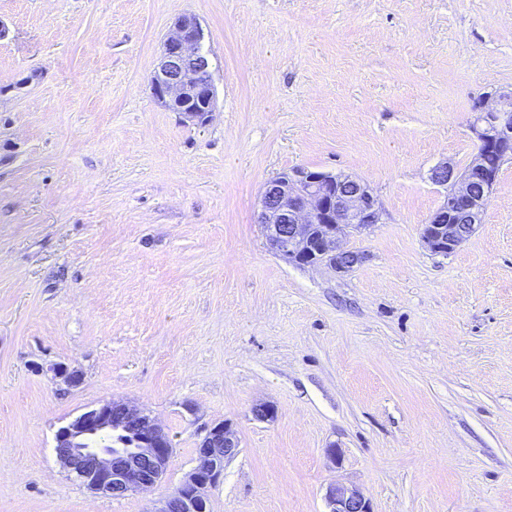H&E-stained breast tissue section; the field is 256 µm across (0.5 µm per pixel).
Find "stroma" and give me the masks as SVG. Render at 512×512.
Instances as JSON below:
<instances>
[{"label": "stroma", "instance_id": "stroma-1", "mask_svg": "<svg viewBox=\"0 0 512 512\" xmlns=\"http://www.w3.org/2000/svg\"><path fill=\"white\" fill-rule=\"evenodd\" d=\"M183 15L203 127L150 88ZM0 20V512H149L221 421L239 452L208 512H328L335 483L372 512H512V158L467 241L421 239L431 168L467 167L476 100L512 87V0H0ZM296 167L376 196L353 271L268 248L262 190ZM112 399L170 436L153 492L92 494L56 459Z\"/></svg>", "mask_w": 512, "mask_h": 512}]
</instances>
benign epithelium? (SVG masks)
<instances>
[{
    "mask_svg": "<svg viewBox=\"0 0 512 512\" xmlns=\"http://www.w3.org/2000/svg\"><path fill=\"white\" fill-rule=\"evenodd\" d=\"M204 32L193 15H183L167 34L160 62L150 83L158 104L176 112L185 123L205 124L215 109L211 62L202 51ZM512 89L481 100L471 133L476 152L464 169L438 163L430 178L444 188L443 200L423 225L421 238L434 253L448 254L467 240L495 188V178L477 183L483 155L494 149L512 157ZM382 211L370 187L344 174L297 168L269 181L261 194L256 223L268 247L282 258L313 266L327 263L347 272L363 263L365 254L345 246L353 231L381 223ZM60 466L96 494L110 497L152 491L169 462V434L156 419L123 401L90 408L55 434ZM239 451L235 431L225 422L213 424L198 446V465L172 494L158 500L151 512H204L206 491L217 486L224 465ZM329 512H372L358 491L332 485Z\"/></svg>",
    "mask_w": 512,
    "mask_h": 512,
    "instance_id": "7a95c632",
    "label": "benign epithelium"
}]
</instances>
